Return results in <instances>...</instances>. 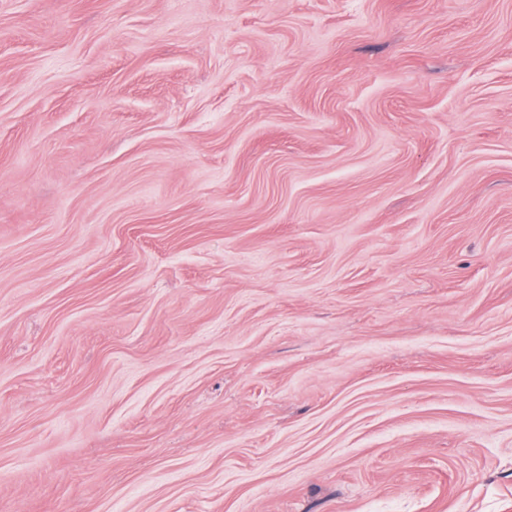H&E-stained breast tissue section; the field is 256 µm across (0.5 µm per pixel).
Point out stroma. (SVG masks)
<instances>
[{
	"label": "stroma",
	"mask_w": 512,
	"mask_h": 512,
	"mask_svg": "<svg viewBox=\"0 0 512 512\" xmlns=\"http://www.w3.org/2000/svg\"><path fill=\"white\" fill-rule=\"evenodd\" d=\"M0 512H512V0H0Z\"/></svg>",
	"instance_id": "obj_1"
}]
</instances>
